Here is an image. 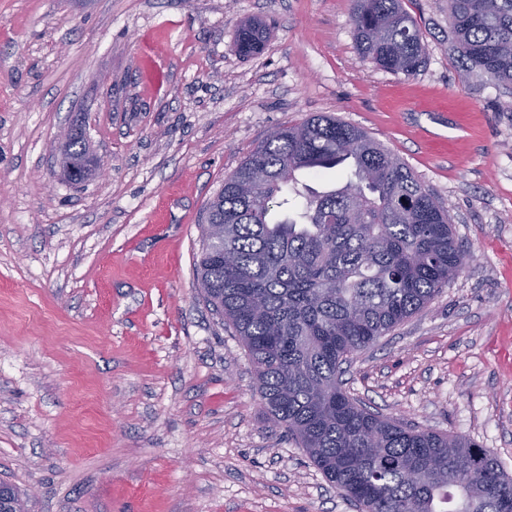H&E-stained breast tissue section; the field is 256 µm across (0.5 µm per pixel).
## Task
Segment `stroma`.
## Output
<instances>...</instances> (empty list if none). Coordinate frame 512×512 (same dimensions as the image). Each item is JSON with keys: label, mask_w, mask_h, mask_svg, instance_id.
<instances>
[{"label": "stroma", "mask_w": 512, "mask_h": 512, "mask_svg": "<svg viewBox=\"0 0 512 512\" xmlns=\"http://www.w3.org/2000/svg\"><path fill=\"white\" fill-rule=\"evenodd\" d=\"M403 6L428 44L409 78L359 58L349 0H0V482L29 512H359L265 413L194 270L225 177L319 112L405 162L472 254L345 390L512 475V96L461 79L447 0ZM72 129L105 175L63 177ZM266 27L261 22H249L242 25L235 43L236 51L243 56L259 52L266 40Z\"/></svg>", "instance_id": "1"}]
</instances>
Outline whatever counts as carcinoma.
Instances as JSON below:
<instances>
[{
  "label": "carcinoma",
  "mask_w": 512,
  "mask_h": 512,
  "mask_svg": "<svg viewBox=\"0 0 512 512\" xmlns=\"http://www.w3.org/2000/svg\"><path fill=\"white\" fill-rule=\"evenodd\" d=\"M359 57L416 75L428 45L402 0H350ZM450 50L463 75L512 89V0H448ZM242 25L236 51L266 40ZM64 165L87 179L86 144L69 136ZM267 174L252 181L255 171ZM349 173L322 192L296 190V173ZM293 216L270 218L273 208ZM196 275L254 367L268 414L361 512H512V478L469 439L406 427L358 405L343 364L427 307L467 256L448 216L402 161L333 116L284 126L224 178L206 206ZM28 493L0 482V512H27Z\"/></svg>",
  "instance_id": "carcinoma-1"
}]
</instances>
